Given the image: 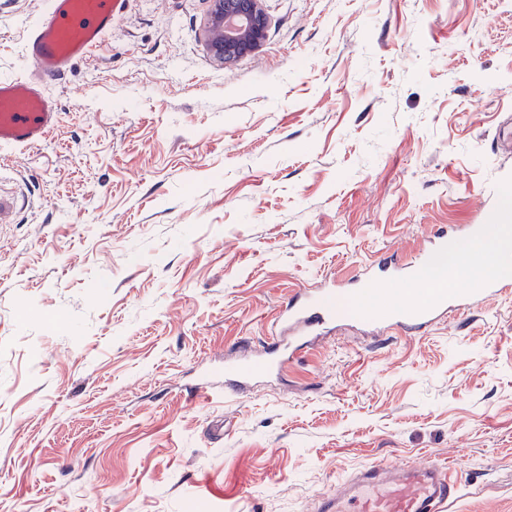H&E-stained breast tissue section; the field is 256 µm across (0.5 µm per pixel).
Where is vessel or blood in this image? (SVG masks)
<instances>
[{"label":"vessel or blood","instance_id":"1","mask_svg":"<svg viewBox=\"0 0 512 512\" xmlns=\"http://www.w3.org/2000/svg\"><path fill=\"white\" fill-rule=\"evenodd\" d=\"M121 0H48V9L35 24L27 45L24 75L0 79V146L31 147L44 141L59 123V113L46 93L43 79L65 71L75 61L97 50L112 27ZM482 224L466 233L449 234L437 228L411 260L396 264L388 259L365 267L353 278L352 307L337 311L335 289L303 288L284 303L277 316L271 344L256 358L224 362V392L245 391L259 376L277 373L325 326L347 323L370 329L415 335L438 320L474 307L478 301L512 290V250L488 256L491 265L508 268L505 277H490L469 285L458 279L455 287H439L418 295L424 270L449 247L486 233ZM460 495L450 468L424 459L407 466L373 463L319 498L316 512H446Z\"/></svg>","mask_w":512,"mask_h":512}]
</instances>
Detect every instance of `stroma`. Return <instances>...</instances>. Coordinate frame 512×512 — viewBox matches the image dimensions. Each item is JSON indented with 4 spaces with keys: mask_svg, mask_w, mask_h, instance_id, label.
Wrapping results in <instances>:
<instances>
[{
    "mask_svg": "<svg viewBox=\"0 0 512 512\" xmlns=\"http://www.w3.org/2000/svg\"><path fill=\"white\" fill-rule=\"evenodd\" d=\"M261 4L223 61L209 0H124L47 78L59 125L0 149V512H312L420 459L452 466L449 512H512V293L422 335L336 328L224 394L299 289L501 222L512 0ZM46 8L0 0V78Z\"/></svg>",
    "mask_w": 512,
    "mask_h": 512,
    "instance_id": "35a3bbf8",
    "label": "stroma"
}]
</instances>
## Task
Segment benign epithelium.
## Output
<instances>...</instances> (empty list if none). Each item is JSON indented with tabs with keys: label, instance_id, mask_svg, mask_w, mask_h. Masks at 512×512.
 Wrapping results in <instances>:
<instances>
[{
	"label": "benign epithelium",
	"instance_id": "1",
	"mask_svg": "<svg viewBox=\"0 0 512 512\" xmlns=\"http://www.w3.org/2000/svg\"><path fill=\"white\" fill-rule=\"evenodd\" d=\"M267 18L260 0H211L208 47L220 59H232L258 48L266 36Z\"/></svg>",
	"mask_w": 512,
	"mask_h": 512
}]
</instances>
